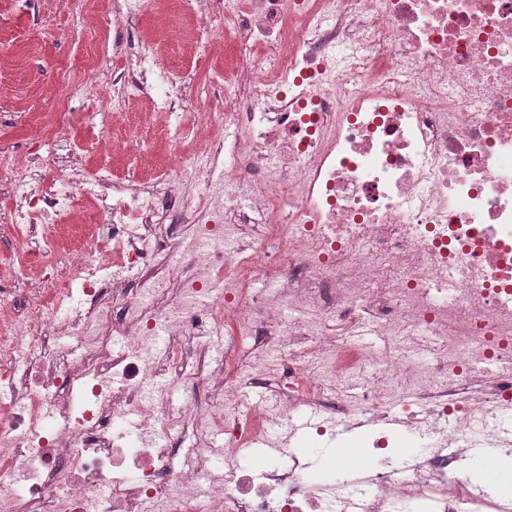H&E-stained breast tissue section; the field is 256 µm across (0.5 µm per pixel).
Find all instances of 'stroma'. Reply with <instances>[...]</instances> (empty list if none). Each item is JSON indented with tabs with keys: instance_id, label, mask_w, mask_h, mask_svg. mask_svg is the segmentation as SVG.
Returning a JSON list of instances; mask_svg holds the SVG:
<instances>
[{
	"instance_id": "obj_1",
	"label": "stroma",
	"mask_w": 512,
	"mask_h": 512,
	"mask_svg": "<svg viewBox=\"0 0 512 512\" xmlns=\"http://www.w3.org/2000/svg\"><path fill=\"white\" fill-rule=\"evenodd\" d=\"M224 2L180 0L168 27L151 5L101 34L90 22L91 0H0V149L26 162L37 150L38 137L51 129L59 132V159L33 168L31 189L57 184L65 174L89 179L104 166L113 177L146 186L166 168L174 148L195 152L200 136L192 133L177 141L172 127L182 108L224 109L223 93L212 81L213 71L224 67V48L198 42L196 32L202 21L221 26ZM139 35L150 37L157 47L153 71L179 73L182 96L170 106H162L157 96L113 89L112 73L121 61L112 46ZM14 205V185L0 181V256L14 266L0 276V283L10 286L21 303L45 281L74 288L70 252L81 247L82 238L62 236L53 266H38L31 254L42 247L41 237L29 240L26 254L16 251L10 229ZM376 436L367 426L344 433L331 427L317 438L294 437L291 446L307 465V481L328 475L353 487L360 471L333 466L336 451L350 448L362 454Z\"/></svg>"
}]
</instances>
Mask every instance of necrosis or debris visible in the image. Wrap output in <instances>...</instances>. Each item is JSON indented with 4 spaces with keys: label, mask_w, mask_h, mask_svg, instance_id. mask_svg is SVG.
<instances>
[{
    "label": "necrosis or debris",
    "mask_w": 512,
    "mask_h": 512,
    "mask_svg": "<svg viewBox=\"0 0 512 512\" xmlns=\"http://www.w3.org/2000/svg\"><path fill=\"white\" fill-rule=\"evenodd\" d=\"M223 33L224 110L178 127L237 134L176 155L178 184L38 194L0 150L19 242L74 194L112 193L111 234L73 257L81 312L51 284L21 309L0 289V512H512L458 476L477 440L512 446V0H229ZM216 181L182 214L188 243H161L186 186ZM48 326L67 350L17 369ZM367 331L382 347L357 344ZM269 374L270 402L244 412ZM408 396L426 408L403 420L422 441L409 481L382 458L363 487L310 485L284 442L260 477L238 463L299 407L379 428Z\"/></svg>",
    "instance_id": "obj_1"
}]
</instances>
